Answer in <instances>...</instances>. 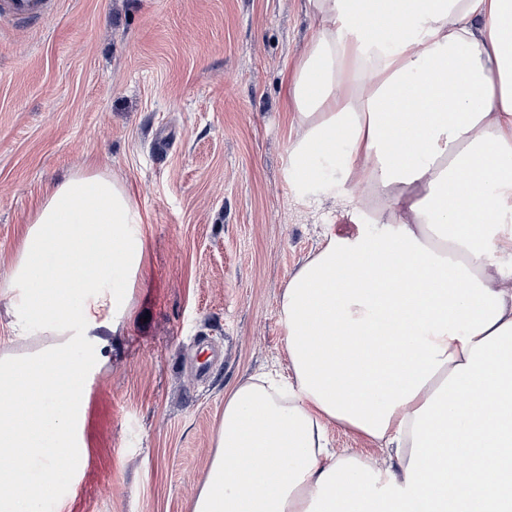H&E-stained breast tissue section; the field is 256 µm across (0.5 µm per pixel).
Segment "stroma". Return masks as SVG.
<instances>
[{"label":"stroma","instance_id":"stroma-1","mask_svg":"<svg viewBox=\"0 0 512 512\" xmlns=\"http://www.w3.org/2000/svg\"><path fill=\"white\" fill-rule=\"evenodd\" d=\"M320 24L308 0H58L0 17V286L29 216L69 172L115 175L145 254L86 375L68 512H192L224 396L289 375L279 303L326 238L386 210L355 177L301 197L288 86ZM335 455L396 460L337 423ZM56 0H1L0 16L10 15L23 22H42L55 12Z\"/></svg>","mask_w":512,"mask_h":512}]
</instances>
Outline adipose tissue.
Wrapping results in <instances>:
<instances>
[{
	"mask_svg": "<svg viewBox=\"0 0 512 512\" xmlns=\"http://www.w3.org/2000/svg\"><path fill=\"white\" fill-rule=\"evenodd\" d=\"M321 29L289 87L296 180L322 193L358 165L388 202L373 232L329 236L280 300L291 375L224 399L193 512H512V0H312ZM370 91L340 97L345 82ZM416 107L405 145L399 108ZM124 185L76 171L30 215L0 310L54 342L0 355V512H44L80 445L84 397L114 324L115 273L142 258ZM337 423L397 470L331 458Z\"/></svg>",
	"mask_w": 512,
	"mask_h": 512,
	"instance_id": "obj_1",
	"label": "adipose tissue"
}]
</instances>
